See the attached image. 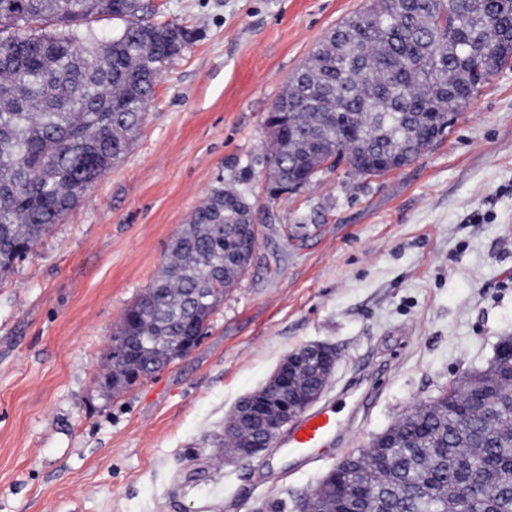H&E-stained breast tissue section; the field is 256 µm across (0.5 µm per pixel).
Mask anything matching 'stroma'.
I'll use <instances>...</instances> for the list:
<instances>
[{
  "mask_svg": "<svg viewBox=\"0 0 512 512\" xmlns=\"http://www.w3.org/2000/svg\"><path fill=\"white\" fill-rule=\"evenodd\" d=\"M371 0H154L195 34L134 143L0 280V512H298L336 463L512 337V65L421 156L346 164L270 194L266 116L325 36ZM253 204L251 263L200 342L104 385L122 316L218 184ZM336 347L334 440L225 458L224 419L289 352Z\"/></svg>",
  "mask_w": 512,
  "mask_h": 512,
  "instance_id": "35a3bbf8",
  "label": "stroma"
}]
</instances>
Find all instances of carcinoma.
I'll list each match as a JSON object with an SVG mask.
<instances>
[{
	"label": "carcinoma",
	"mask_w": 512,
	"mask_h": 512,
	"mask_svg": "<svg viewBox=\"0 0 512 512\" xmlns=\"http://www.w3.org/2000/svg\"><path fill=\"white\" fill-rule=\"evenodd\" d=\"M145 0H0V279L129 150L166 64L192 41ZM123 21L106 38L92 23ZM512 60V0H372L287 81L265 120L271 191L311 183L329 160L369 176L409 164L479 84ZM246 199L220 184L125 312L104 385L120 391L173 363L243 274ZM512 386L493 417L455 389L397 422L400 447L343 471L357 512H512ZM465 484L459 497L456 488Z\"/></svg>",
	"instance_id": "cac0c4a2"
}]
</instances>
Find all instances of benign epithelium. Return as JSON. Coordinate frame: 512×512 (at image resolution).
Returning a JSON list of instances; mask_svg holds the SVG:
<instances>
[{
	"label": "benign epithelium",
	"instance_id": "1",
	"mask_svg": "<svg viewBox=\"0 0 512 512\" xmlns=\"http://www.w3.org/2000/svg\"><path fill=\"white\" fill-rule=\"evenodd\" d=\"M506 341L498 345L496 356L486 370L474 371L450 384L454 388L467 384L483 397L487 409L495 404V394L504 383L512 384V351H503ZM336 348L325 343L304 345L286 355L268 381L238 404V409L225 422V430L234 427L235 417L241 415L260 424V433L252 438L241 437L227 452L237 460H250L270 448L284 429L308 410L323 395L336 367ZM307 370L314 371L316 381L305 392L295 389V379ZM372 447L382 454L398 447L394 427L378 434Z\"/></svg>",
	"mask_w": 512,
	"mask_h": 512
}]
</instances>
